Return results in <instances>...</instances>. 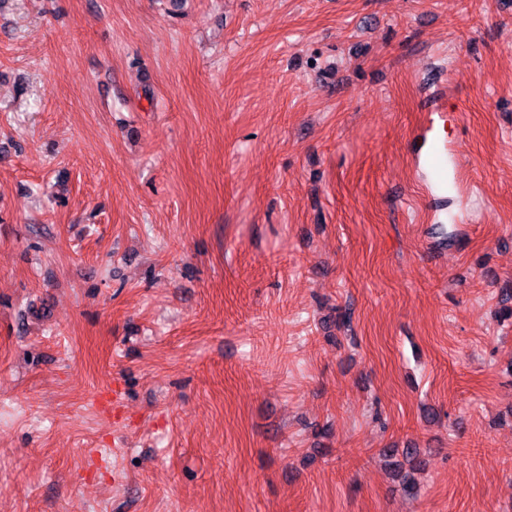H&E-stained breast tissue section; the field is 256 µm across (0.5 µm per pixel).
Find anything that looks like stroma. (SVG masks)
<instances>
[{
	"label": "stroma",
	"mask_w": 512,
	"mask_h": 512,
	"mask_svg": "<svg viewBox=\"0 0 512 512\" xmlns=\"http://www.w3.org/2000/svg\"><path fill=\"white\" fill-rule=\"evenodd\" d=\"M505 308L512 0H0V512H512ZM426 130L420 134L419 155H423L424 161L431 170L434 179L438 184L446 181L447 162L445 160V151L441 147V142L429 136Z\"/></svg>",
	"instance_id": "35a3bbf8"
}]
</instances>
